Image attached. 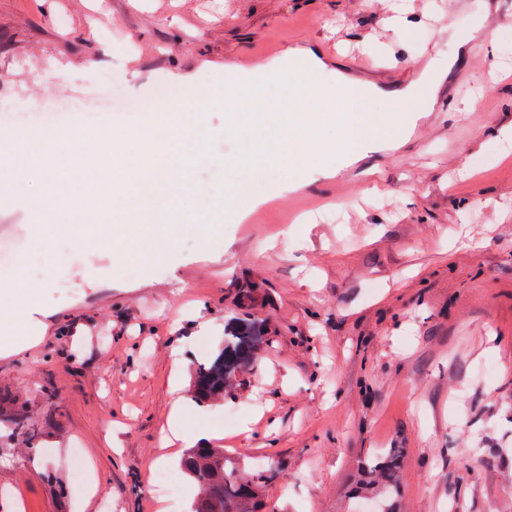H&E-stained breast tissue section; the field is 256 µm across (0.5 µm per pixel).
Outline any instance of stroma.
<instances>
[{"instance_id":"1","label":"stroma","mask_w":512,"mask_h":512,"mask_svg":"<svg viewBox=\"0 0 512 512\" xmlns=\"http://www.w3.org/2000/svg\"><path fill=\"white\" fill-rule=\"evenodd\" d=\"M0 0V116L125 96L144 118L185 79L223 90L276 46L371 60L394 86L492 17L394 137L285 178L206 110L173 238L132 234L125 259L34 244L36 307L0 299V415L29 411L49 456L0 429L11 512H158L153 470L174 401L185 443L278 469L266 512H369L352 489L371 458L406 451L397 512H512V0ZM479 237L476 250L454 241ZM268 345L223 401L187 390L224 322ZM184 367L173 372L169 353ZM81 449L93 486L71 476Z\"/></svg>"}]
</instances>
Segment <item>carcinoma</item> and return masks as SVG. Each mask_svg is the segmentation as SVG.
I'll use <instances>...</instances> for the list:
<instances>
[{
  "mask_svg": "<svg viewBox=\"0 0 512 512\" xmlns=\"http://www.w3.org/2000/svg\"><path fill=\"white\" fill-rule=\"evenodd\" d=\"M267 326L260 320L234 321L224 329V344L198 364L189 392L199 403L224 397L237 376L250 367L266 346ZM406 458L403 448H390L367 465V474L378 478L361 490L378 492L388 512L401 494L400 476ZM181 472L197 486L191 512H263L262 494L273 475L249 471L224 456L222 448H187L180 457Z\"/></svg>",
  "mask_w": 512,
  "mask_h": 512,
  "instance_id": "obj_1",
  "label": "carcinoma"
}]
</instances>
